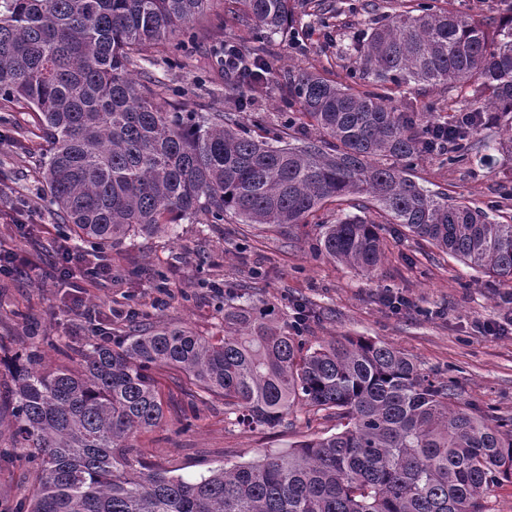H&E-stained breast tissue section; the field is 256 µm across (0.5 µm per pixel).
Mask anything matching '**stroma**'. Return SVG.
Instances as JSON below:
<instances>
[{
  "instance_id": "obj_1",
  "label": "stroma",
  "mask_w": 512,
  "mask_h": 512,
  "mask_svg": "<svg viewBox=\"0 0 512 512\" xmlns=\"http://www.w3.org/2000/svg\"><path fill=\"white\" fill-rule=\"evenodd\" d=\"M333 3L336 13L328 22L298 15L290 33L277 40L286 67L318 72L352 65L351 42L361 17L349 10L350 0ZM190 51L192 67L173 68L159 60L150 73L182 88L178 102L188 109H223L224 71L211 45L194 44ZM34 119L29 109L0 107V250L17 252L34 266L29 273L0 278L1 357L29 348L28 325L46 342L65 349L81 346L89 310L113 334H123L125 327L112 312L128 306L220 336L225 297L245 292L288 320L297 306L313 311L303 331L310 344L336 336L383 341L424 374L453 378L461 401L488 418L512 417V282L468 269L396 224L386 227V257L372 278L318 254L322 225L249 226L231 217L220 224H180L174 234L140 235L108 250V279L43 278L71 233L42 195L48 143L19 136ZM413 172L429 189L512 214V200L499 203L500 185L512 183V160L482 165L425 155ZM390 294L405 298L407 307L392 311L386 301ZM487 322L500 325V332H484ZM156 379L165 421L133 438L132 454L174 475L195 478L212 467L284 452L336 431V419L305 407L274 428L249 430L225 415L223 401L197 397L180 372L160 370ZM32 492L27 471L0 460V512H15Z\"/></svg>"
}]
</instances>
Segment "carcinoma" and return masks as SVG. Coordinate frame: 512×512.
<instances>
[{"label":"carcinoma","mask_w":512,"mask_h":512,"mask_svg":"<svg viewBox=\"0 0 512 512\" xmlns=\"http://www.w3.org/2000/svg\"><path fill=\"white\" fill-rule=\"evenodd\" d=\"M215 0H0V103H23L49 146L43 191L74 239L103 251L136 235H168L186 221L308 224L336 214L320 253L374 275L384 225L512 281V223L421 186L414 161L429 153L433 113L403 112V87H472L477 106L442 123L455 162L479 153L492 118L512 132V14L479 21L438 0L383 11L364 0L367 28L346 81L288 70V129L267 137L268 115L244 110L277 59L265 42L235 43L256 73L229 86L221 112L170 102L172 88L135 75L157 57L185 66L196 20ZM231 18L264 38L296 14L330 13L325 0H224ZM295 323L241 296L224 302V335L141 316L120 340L89 339L79 368L54 365L35 345L7 360L0 418L12 455L32 476L27 512H489L512 483V418L488 424L453 381L430 377L397 348L340 337L312 346ZM182 372L249 429L273 428L297 405L330 411L341 429L286 452L219 466L194 481L130 458V439L159 426L153 370Z\"/></svg>","instance_id":"obj_1"}]
</instances>
